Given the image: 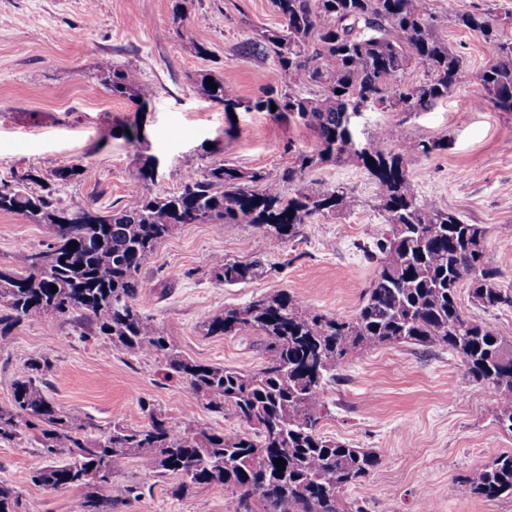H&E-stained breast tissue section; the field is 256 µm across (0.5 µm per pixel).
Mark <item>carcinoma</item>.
<instances>
[{
  "instance_id": "cac0c4a2",
  "label": "carcinoma",
  "mask_w": 512,
  "mask_h": 512,
  "mask_svg": "<svg viewBox=\"0 0 512 512\" xmlns=\"http://www.w3.org/2000/svg\"><path fill=\"white\" fill-rule=\"evenodd\" d=\"M272 3L282 27L256 32L247 49L274 55L281 87L244 108L224 81L213 79L217 89H211L206 83L211 74L200 73L194 82L226 112L265 111L311 131L315 147L288 154L278 174L221 160L202 172L186 171L178 193L161 195L150 189L156 158L141 155L131 200L110 212L76 198L56 206L17 183L0 184V212L45 224L53 233L46 249L0 265V308L9 311L8 319L50 324L77 314L112 348L159 357L165 377L188 384L210 412L248 427L234 435L192 427L174 435L166 420L152 413L144 427L117 422L95 432L48 397L45 372L51 363L31 359L12 384L9 404H0V440L33 442L48 464L32 481L79 489L76 512H112L130 497L132 489L112 479L117 462L127 457L155 476L177 477L176 496L199 485H223L232 491L230 512H353L343 490L366 480L381 456L325 436L318 423L326 411V388L340 379L345 359L384 345L454 354L468 381L493 391L498 423L512 432V340L463 311L458 301L459 286L467 281L478 309L512 307V291L497 285L499 270L485 245L486 230L419 200L406 163L439 143L410 139L398 126L365 137L348 117L351 107L368 97L385 108L425 110L464 81L495 109L512 112V42L501 40L500 19L485 12L456 15V24L482 38L495 55L489 67L469 70L441 38L442 22L430 0ZM414 64L425 79L407 85L404 77ZM98 71L113 94L134 103V120L125 129L131 131L128 140H136L148 112V88L134 68L102 61ZM388 143L397 150L381 148ZM350 162L362 165L376 182L386 219L367 250L376 271L354 316L317 312L286 291L224 309L205 323L206 335L254 331L264 342L260 368L243 372L184 357L173 333L137 307L143 266L179 225H255L279 252L312 218L351 208V197L342 190L301 186L320 166ZM287 184L295 185L289 195ZM265 273L261 258L212 262L215 280L230 286ZM279 458L285 460L281 468L275 466ZM463 483L475 496L512 502V453H492ZM22 509L18 489L0 480V512Z\"/></svg>"
}]
</instances>
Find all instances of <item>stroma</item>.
Returning a JSON list of instances; mask_svg holds the SVG:
<instances>
[{"label": "stroma", "mask_w": 512, "mask_h": 512, "mask_svg": "<svg viewBox=\"0 0 512 512\" xmlns=\"http://www.w3.org/2000/svg\"><path fill=\"white\" fill-rule=\"evenodd\" d=\"M178 7L184 12L181 35L173 24ZM431 9L446 20L439 32L449 48L477 70L492 61L493 51L453 17L512 15V0H431ZM281 24L272 0H0V180L31 173L30 193L62 204L81 198L107 211L127 202L140 154L160 158L153 190L161 194L178 193L187 170L220 160L276 172L287 150L313 149L310 131L266 112L228 115L200 94L194 77L210 73L246 101L279 87L273 57L244 55L243 46L256 30ZM199 44L205 54H197ZM103 60L137 69L152 93L141 141L117 132L134 107L103 84L96 70ZM392 125L411 138L439 142V149L407 163L416 192L424 202L483 225L499 284L512 289V112L494 109L463 83L428 110L378 107L360 122L368 132ZM72 164L80 175L55 182L53 171ZM305 184L343 188L354 204L304 225L274 254L260 228L184 224L145 265L140 308L173 331L184 356L258 369L264 357L258 333L207 336L202 326L224 308L282 290L326 314H356L375 273L362 248L385 223L377 185L354 163L323 166ZM50 240L46 225L0 213V264H11L22 251L43 250ZM258 255L268 263L258 280L227 286L211 274L213 258ZM83 332L64 319L11 325L10 344L0 346V403H8L26 360L45 358L52 364L47 393L75 420L102 429L115 421L142 427L155 411L176 433L190 425L243 431L237 419L205 409L188 384L165 379L159 358L113 349L103 339L84 340ZM325 399L322 433L382 458L365 482L344 491L360 512H512V502L471 495L463 483L490 452H512V432L496 419L492 390L467 382L465 366L452 354L413 345L350 354ZM44 464L29 441L0 442V479L19 488L26 512H72L77 489L32 483ZM114 478L139 489L114 512H229L232 494L223 485H203L177 498L173 479L154 477L133 458L118 464Z\"/></svg>", "instance_id": "35a3bbf8"}]
</instances>
